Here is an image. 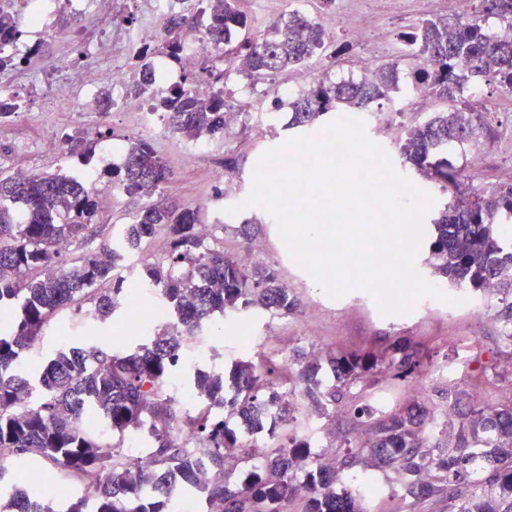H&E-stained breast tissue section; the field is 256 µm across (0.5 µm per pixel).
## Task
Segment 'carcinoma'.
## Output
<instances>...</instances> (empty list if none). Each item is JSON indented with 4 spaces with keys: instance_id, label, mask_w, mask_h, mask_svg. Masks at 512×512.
I'll return each mask as SVG.
<instances>
[{
    "instance_id": "cac0c4a2",
    "label": "carcinoma",
    "mask_w": 512,
    "mask_h": 512,
    "mask_svg": "<svg viewBox=\"0 0 512 512\" xmlns=\"http://www.w3.org/2000/svg\"><path fill=\"white\" fill-rule=\"evenodd\" d=\"M200 22L179 14L167 27L166 47L179 61L184 36L198 28L221 48L222 57L239 62L238 73L258 81L280 74L320 54L324 31L290 12L265 29L242 36L249 28L236 0H208L198 11ZM512 27V0H481L469 22L424 19L403 32L401 57L412 61L410 76L400 77L399 62L376 63L361 78L326 83L321 80L290 103L291 128L320 127L337 112H363L370 104L406 94V86L421 82L431 95L448 105L405 130L400 138L404 161L424 177L452 187L464 169L448 164V150L464 149L485 127L483 113L457 104L455 94L473 88L478 79L512 92V40L502 39L486 25L489 17ZM152 52L142 51L137 67L148 89ZM224 74L210 69L208 98L180 90L154 96L153 108L168 128L189 141L209 130L223 134L222 118L229 109ZM71 153L91 156L94 141L66 135ZM109 189L142 201L115 244L98 247L74 259L60 258L74 243L88 244L97 223L98 188L63 170L21 174L0 168V308L15 305L17 313L0 320V448L25 460L52 463L65 475L86 481V494L73 498L62 511L50 496L36 497L9 483L0 467V512H175L177 488L193 483L202 466L210 476L207 502L222 512H284V506L305 486L304 512H367L360 496L336 492V472L314 459L306 439L297 435L295 416L271 412L288 380L315 406L325 411L336 395L375 375L392 371L403 380L422 374L419 357L406 350L349 354L328 359L334 383L325 384L323 365L309 361L292 372L267 357L259 363L241 360L232 370V394L222 373L197 374L194 389L200 407L178 417L171 398L159 388L182 358L183 339L199 336L216 318L249 308L280 316L299 310L300 300L279 272L268 266L249 268L201 235L199 208H173L153 198L171 178L164 158L146 140L130 144L122 162L104 172ZM512 223V183L491 196L475 192L457 195L432 222L430 264L434 273L454 288L481 290L490 281L505 296L512 294V242L501 226ZM162 235L168 250L163 261L144 268L146 282L168 311V321L140 332L129 349L104 350L96 343L68 342L59 346L36 372L25 369L23 357L42 337L57 313L78 296L92 301V330L120 311L124 280L117 271L143 241ZM94 411L108 423L112 449L79 422ZM368 405L353 407V417L366 427V438L347 448L344 464L370 456L393 466L405 480L406 491L425 500H448V512H512V405L488 410L473 407L455 422L448 414L444 429L454 430L448 448L436 454L423 436L434 421L427 409L411 408L389 419H374ZM243 421L251 431L267 430L277 447L247 485L224 477L227 459L247 463L250 456L230 421ZM185 427L193 444L172 437L174 425ZM147 432L151 469L145 473L124 448L130 433Z\"/></svg>"
}]
</instances>
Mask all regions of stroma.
Returning a JSON list of instances; mask_svg holds the SVG:
<instances>
[{"instance_id": "stroma-1", "label": "stroma", "mask_w": 512, "mask_h": 512, "mask_svg": "<svg viewBox=\"0 0 512 512\" xmlns=\"http://www.w3.org/2000/svg\"><path fill=\"white\" fill-rule=\"evenodd\" d=\"M357 10L362 20L371 24L387 59L397 56L401 32L420 20L448 16L436 0H358ZM95 28L91 19L77 15L70 17L69 37L42 43L40 52L31 60L32 69L41 74L76 62L80 35L91 33ZM368 65L366 55L352 48L347 54L335 58L316 56L305 66L277 75L271 85L253 86L245 76L230 72L224 86L229 103L236 105L245 99L262 96L267 106L273 107L274 88H285L295 95L307 91L309 71H317L320 78L334 82L360 77ZM23 96L27 110L18 115L16 125L30 134L33 141L28 145H16L9 138L0 139L1 164L35 173L63 168L71 176L89 179L94 172L103 169L107 160H120L121 151L129 142L149 138L172 172L171 179L160 192L159 202L200 207L202 222L212 227V244L246 265L277 269L300 299L301 312L296 316L282 317L259 309L219 321L217 327L206 330L201 345L185 349L187 365L176 368L173 383L189 385L193 382L194 369L227 371L236 361L252 357L253 348L241 343L237 337L243 325L254 336L276 337L280 347L288 353L300 350L321 357L339 356L350 352H382L403 344L422 358V388L415 390L409 383L387 377L381 384L359 391L357 399L346 397L337 403L335 417L327 420L323 427L318 450L323 464L338 471L337 489L348 488L350 479L355 477L379 479L390 473L389 468L373 459L353 467L341 466L337 454L340 445L365 434L363 426L350 414L353 403L377 405L378 400H385V407L378 410L382 417L413 405L422 406L437 416L451 407L461 416L469 409L463 394L468 390L470 375L481 363L489 367L496 382L478 396V403L493 409L512 403V372L503 367L511 351L503 343L502 305L497 295L450 288L445 279L435 276L428 263V243L420 245L416 269L438 289V296L421 297L413 303L409 313L388 316L381 313L375 297L360 289L350 290L338 299L331 298L305 268L294 262L279 235L275 219L262 207L246 205L253 173L265 152L298 135L297 130L287 128L286 111H274L266 121L263 136H256L252 125L246 124L238 128L233 138H216L207 147L197 150L192 142L170 135L164 122L155 114L134 117L123 112H110L92 119L77 112H62L46 122L38 111L37 89L25 90ZM465 101L475 110L488 101L496 104L495 112L487 116L485 130L477 137L484 152V163L479 171L466 174L463 184L464 189L489 193L512 182V96L500 94L495 83L486 81L475 94L466 96ZM438 105L434 98L426 104L412 98L406 101L403 111L395 112L390 102L377 101L370 105L363 119L369 139L383 150L391 165L431 196L426 211L430 219L450 200L451 194L443 190L440 183L423 179L404 162L398 141L387 137L386 128L396 122L407 127L422 123ZM146 124L154 126L153 135H144L142 127ZM86 128L100 134L90 165H82L80 157L76 156L64 167L55 156L36 147L37 141L57 139ZM219 170L223 171L225 179L232 180V193H225L222 182L215 180L214 174ZM236 204L240 205V212L228 214V207ZM140 205L138 199L117 195L111 208L101 213L96 228L97 241H117L124 225L130 223ZM252 218L260 219L259 237L267 244L266 252L256 255L249 253L247 245L234 230L240 220ZM309 322L314 323L316 335H303L302 328ZM85 330L78 307L60 312L46 327L41 341L27 351L28 367H36L50 357L61 337H69L75 342L81 339Z\"/></svg>"}]
</instances>
